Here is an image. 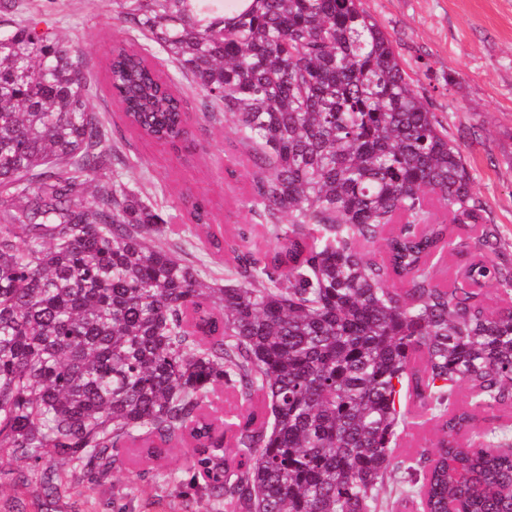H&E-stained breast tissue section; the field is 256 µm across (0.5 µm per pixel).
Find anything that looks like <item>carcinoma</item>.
I'll return each instance as SVG.
<instances>
[{"label": "carcinoma", "instance_id": "cac0c4a2", "mask_svg": "<svg viewBox=\"0 0 512 512\" xmlns=\"http://www.w3.org/2000/svg\"><path fill=\"white\" fill-rule=\"evenodd\" d=\"M166 55L117 45L107 80L126 123L193 141L183 83L232 123L253 163L242 201L276 243L233 249L205 281L174 215L122 181L127 142L94 112L81 50L0 21V456L139 466L186 445L224 512H382L406 396L441 437L416 462L423 512H512V438L449 410L466 384L512 406V259L461 144L361 0H254L201 28L188 0H113ZM448 211L439 219L434 209ZM217 251L204 201L186 207ZM467 257L448 285L434 259ZM228 388L249 404L221 427Z\"/></svg>", "mask_w": 512, "mask_h": 512}]
</instances>
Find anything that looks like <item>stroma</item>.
<instances>
[{
    "label": "stroma",
    "mask_w": 512,
    "mask_h": 512,
    "mask_svg": "<svg viewBox=\"0 0 512 512\" xmlns=\"http://www.w3.org/2000/svg\"><path fill=\"white\" fill-rule=\"evenodd\" d=\"M385 28L415 90L459 140L474 189L485 203L512 253V0H364ZM16 16L46 20L54 33L79 45L94 75L90 97L108 113L113 130L123 131L112 100L104 61L112 43L127 32L115 18L112 0H15ZM197 148L191 161L153 140L129 135L130 164L122 178L144 188L151 201L173 205L185 197L208 200L213 230L228 244L247 239L257 251L275 243L239 204L252 187V169L241 163L228 176L235 134L223 115L194 120ZM408 424L395 454L415 460L430 452L435 423L407 405ZM31 461L0 459V512H219L194 481L191 448L177 446L154 470L137 477L128 464L88 477L65 472L64 491L45 499L33 484L18 481Z\"/></svg>",
    "instance_id": "1"
}]
</instances>
